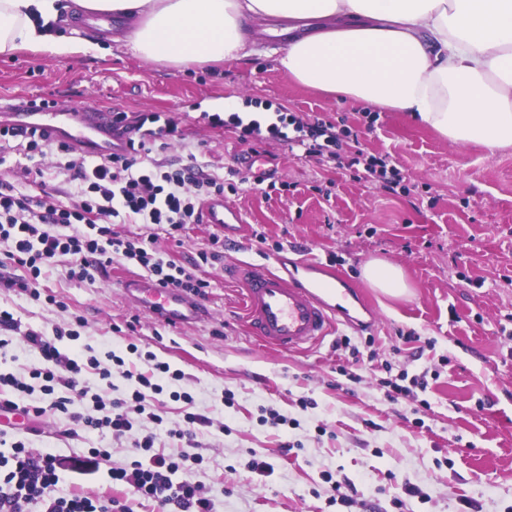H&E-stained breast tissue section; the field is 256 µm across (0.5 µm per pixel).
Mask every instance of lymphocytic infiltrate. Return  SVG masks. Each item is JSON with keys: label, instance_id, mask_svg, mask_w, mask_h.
Segmentation results:
<instances>
[{"label": "lymphocytic infiltrate", "instance_id": "1", "mask_svg": "<svg viewBox=\"0 0 512 512\" xmlns=\"http://www.w3.org/2000/svg\"><path fill=\"white\" fill-rule=\"evenodd\" d=\"M112 130L119 134L134 130L138 137L129 142L126 151L101 159L75 155L68 145L43 133L0 128V246L6 249V259L31 273L29 280L20 283L0 277V288L18 286L37 300L41 297V267L55 264L60 257H67V275L76 280L86 279L89 268L108 267L119 257L146 269L163 286L205 295L207 281L189 268L157 258L144 243L122 235L118 227L165 224L171 237H179L186 225L200 223V205L205 199L236 192V183L204 171L193 161L175 167L159 160V153L167 149L178 131L173 117L152 113L132 122L127 113L116 110ZM10 142L20 151L59 156L57 169L72 183L76 203L64 204L56 189L36 194L20 189L6 166V145ZM346 166L355 178L378 182L389 193L402 182L397 168L388 165L386 159L365 156L359 149L351 151ZM24 339L38 364L25 380L0 370V407L7 410L18 409L19 397L31 393V383L36 380L43 403L35 407V414L68 413L71 392L82 397L87 394L81 386L87 371H95L107 382L113 367L125 364L111 351L86 358L62 352L56 338L33 331L24 333ZM183 377V372L169 363H154L148 372L136 374L138 387L130 396L109 402L95 398L94 412L72 414L73 419L84 429L122 437L132 430L135 416L144 413L147 393L162 394L171 382ZM203 422V417L189 412L183 427L169 430L170 438L185 444L174 456L156 449L155 433L136 439L133 460L108 472L117 489L109 497L92 488L56 494L61 468L54 450L35 451L24 442H13L10 452L0 451V512H32L36 506L42 512H132L127 502L131 495L156 504L162 512H211L204 486L188 477L201 461L188 447L194 442L197 425Z\"/></svg>", "mask_w": 512, "mask_h": 512}]
</instances>
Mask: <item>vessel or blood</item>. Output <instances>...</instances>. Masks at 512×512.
<instances>
[{
  "mask_svg": "<svg viewBox=\"0 0 512 512\" xmlns=\"http://www.w3.org/2000/svg\"><path fill=\"white\" fill-rule=\"evenodd\" d=\"M0 110L9 115V124L15 130H44L79 152L100 158L121 150L126 142L125 137L113 135L109 118L80 106L24 112L7 105ZM201 221L226 232L244 225L241 213L221 198L205 202ZM226 273L244 287L249 334L282 352L312 347L332 335L337 324H352L349 310L353 307L366 315V327H375L378 322L377 313L344 277L311 258L287 263L275 253L270 262L237 263ZM123 292L136 306L173 328H186L209 317L195 297L159 287L149 279H126Z\"/></svg>",
  "mask_w": 512,
  "mask_h": 512,
  "instance_id": "1",
  "label": "vessel or blood"
}]
</instances>
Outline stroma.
Returning a JSON list of instances; mask_svg holds the SVG:
<instances>
[{"label": "stroma", "instance_id": "35a3bbf8", "mask_svg": "<svg viewBox=\"0 0 512 512\" xmlns=\"http://www.w3.org/2000/svg\"><path fill=\"white\" fill-rule=\"evenodd\" d=\"M278 44L266 35L247 59L182 71L144 62L111 42L65 58L28 50L0 57V104L50 95L63 109L106 102L132 118L174 117L182 136L166 150L167 162L177 167L193 154L208 172L236 171L243 182L232 201L253 232L221 261L195 266L210 283L205 303L212 315L186 331L130 307L117 283L146 271L119 258L85 281L69 279L63 261L42 268L37 300L0 288V308L22 328L4 335L5 367L23 375L34 365L23 332L52 336L75 327L79 339H62L61 350H111L141 372L152 355L182 370L184 379L172 388L190 393L192 403L165 393L145 405L171 426L189 411L209 419L197 433L203 461L194 478L205 485L213 512H512V147L492 154L454 144L402 113L301 86L277 68ZM235 101L347 130L365 152L390 156L404 192L354 180L332 159L306 156L279 139L254 149L239 143L232 124L210 121ZM264 172L275 190L255 184ZM119 230L152 241L159 258L184 266L210 250L217 232L191 224L175 240L163 224ZM259 233L266 243L256 242ZM278 244L305 245L309 257L349 279L379 315L377 327L341 324L322 343L292 353L249 336L242 287L225 277L224 266L262 262ZM373 259L403 270L407 294L389 297L370 286L363 268ZM343 337L364 354L351 378L337 370L344 353L336 341ZM404 371L426 373V391L388 400L381 379ZM227 392L234 395L229 407L222 401ZM266 407L298 427L262 424ZM6 432L7 442L67 457L110 449L100 462L103 482L136 453L133 436L85 431L70 414L19 416ZM284 442L291 451L275 457ZM265 457L271 474L251 471V461ZM330 473L354 483L355 503L332 501ZM409 484L419 495L406 492Z\"/></svg>", "mask_w": 512, "mask_h": 512}]
</instances>
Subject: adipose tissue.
<instances>
[{
    "instance_id": "adipose-tissue-1",
    "label": "adipose tissue",
    "mask_w": 512,
    "mask_h": 512,
    "mask_svg": "<svg viewBox=\"0 0 512 512\" xmlns=\"http://www.w3.org/2000/svg\"><path fill=\"white\" fill-rule=\"evenodd\" d=\"M107 17L120 44L177 68L253 52V25L286 37L277 67L299 85L401 112L455 144L512 146V0H0V55L98 48L74 17Z\"/></svg>"
}]
</instances>
